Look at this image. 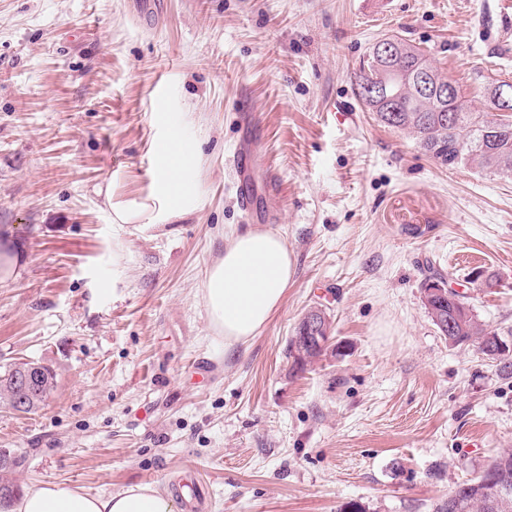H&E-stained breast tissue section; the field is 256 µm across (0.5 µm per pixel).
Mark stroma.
<instances>
[{"mask_svg":"<svg viewBox=\"0 0 512 512\" xmlns=\"http://www.w3.org/2000/svg\"><path fill=\"white\" fill-rule=\"evenodd\" d=\"M0 0V367L49 365L35 412L0 405L20 487L173 492L196 512H435L512 449V375L453 347L421 298L449 280L512 333V177L438 166L360 101L372 43L419 47L485 112L512 81V0ZM197 150L191 208L156 194L171 132ZM283 184L260 197L295 274L225 348L202 288L245 221L226 160L241 134ZM148 211L113 222L97 189ZM322 309L334 348L287 354Z\"/></svg>","mask_w":512,"mask_h":512,"instance_id":"stroma-1","label":"stroma"}]
</instances>
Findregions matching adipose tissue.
Listing matches in <instances>:
<instances>
[{
	"mask_svg": "<svg viewBox=\"0 0 512 512\" xmlns=\"http://www.w3.org/2000/svg\"><path fill=\"white\" fill-rule=\"evenodd\" d=\"M195 160L190 148L167 146L159 155L157 194L171 211L181 210L190 195L185 174ZM293 273L292 255L279 234L255 227L231 233L203 288L210 323L225 345L247 342L257 334L280 307ZM8 512H174V500L149 485L90 496L64 485L42 484L12 501Z\"/></svg>",
	"mask_w": 512,
	"mask_h": 512,
	"instance_id": "obj_1",
	"label": "adipose tissue"
}]
</instances>
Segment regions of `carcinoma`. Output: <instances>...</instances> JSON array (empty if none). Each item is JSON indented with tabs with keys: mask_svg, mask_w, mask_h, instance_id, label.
I'll list each match as a JSON object with an SVG mask.
<instances>
[{
	"mask_svg": "<svg viewBox=\"0 0 512 512\" xmlns=\"http://www.w3.org/2000/svg\"><path fill=\"white\" fill-rule=\"evenodd\" d=\"M398 43L399 47L389 58L378 55L375 47H370L354 73L357 95H362L369 86L381 92L377 102L364 101L368 110L384 125L410 135L441 167L450 170L469 167L512 176V120L472 111L456 86L448 97H442L434 85L444 84L447 77L417 47L401 39ZM423 73L433 88L419 95L415 85ZM428 305L434 310V325L449 344L473 345L481 355L488 354L493 346L500 369L512 374V349L507 347V340L478 321L465 296L436 297ZM498 484L512 486L511 449L500 452L479 475L449 492L454 509L440 505L436 512H512V497L503 507H489V493Z\"/></svg>",
	"mask_w": 512,
	"mask_h": 512,
	"instance_id": "cac0c4a2",
	"label": "carcinoma"
}]
</instances>
